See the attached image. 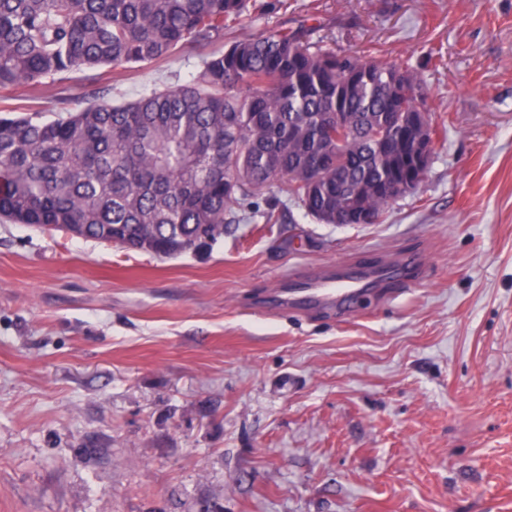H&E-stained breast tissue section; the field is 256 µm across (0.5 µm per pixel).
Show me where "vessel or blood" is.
Returning <instances> with one entry per match:
<instances>
[{
	"instance_id": "1",
	"label": "vessel or blood",
	"mask_w": 512,
	"mask_h": 512,
	"mask_svg": "<svg viewBox=\"0 0 512 512\" xmlns=\"http://www.w3.org/2000/svg\"><path fill=\"white\" fill-rule=\"evenodd\" d=\"M422 264L419 256L395 258L392 265L378 264L346 269L328 266L320 272L294 275L276 300L278 309L318 305L327 309L353 307L375 281L414 274Z\"/></svg>"
}]
</instances>
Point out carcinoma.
<instances>
[{
    "instance_id": "1",
    "label": "carcinoma",
    "mask_w": 512,
    "mask_h": 512,
    "mask_svg": "<svg viewBox=\"0 0 512 512\" xmlns=\"http://www.w3.org/2000/svg\"><path fill=\"white\" fill-rule=\"evenodd\" d=\"M281 0H0V91L206 49ZM278 24L204 53L190 80L45 120L0 114V218L173 258L224 238L279 189L322 224L377 223L397 160L391 119L428 115L407 64L337 53ZM346 123L336 141V115Z\"/></svg>"
}]
</instances>
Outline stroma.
I'll return each mask as SVG.
<instances>
[{"instance_id":"obj_1","label":"stroma","mask_w":512,"mask_h":512,"mask_svg":"<svg viewBox=\"0 0 512 512\" xmlns=\"http://www.w3.org/2000/svg\"><path fill=\"white\" fill-rule=\"evenodd\" d=\"M421 77L439 128L379 224L284 193L174 259L0 221V512H512V0H284ZM184 48L7 94L57 118L184 83ZM274 208L281 223L266 224ZM419 254L358 312L258 311L289 275Z\"/></svg>"}]
</instances>
